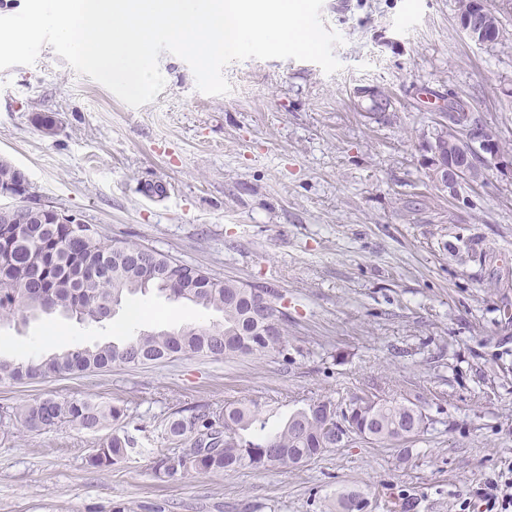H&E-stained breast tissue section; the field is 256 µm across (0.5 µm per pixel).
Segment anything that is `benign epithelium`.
<instances>
[{"label":"benign epithelium","instance_id":"1","mask_svg":"<svg viewBox=\"0 0 512 512\" xmlns=\"http://www.w3.org/2000/svg\"><path fill=\"white\" fill-rule=\"evenodd\" d=\"M458 22L461 31L475 43H487L496 37L494 13L484 0H478L474 9L459 13ZM443 126L430 145L432 176L453 198L464 204L468 202L461 194L462 182L484 164L504 162L512 170V160L504 161V153L494 146L495 133L474 125L469 113L455 112L443 121ZM0 196L11 200L10 204L0 207V224L15 223L21 210L38 218L46 217L54 224L81 223L75 215L37 201L25 181L1 188Z\"/></svg>","mask_w":512,"mask_h":512}]
</instances>
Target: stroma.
Listing matches in <instances>:
<instances>
[{
	"mask_svg": "<svg viewBox=\"0 0 512 512\" xmlns=\"http://www.w3.org/2000/svg\"><path fill=\"white\" fill-rule=\"evenodd\" d=\"M500 35L479 46L457 0H323L338 71L296 59L226 66L228 93L196 88L164 52L165 79L140 107L77 73L51 46L0 70V158L39 198L213 277L270 287L288 314L287 356L181 357L45 382L0 381V408L52 395L124 407L144 447L166 449L164 419L197 405L257 400L288 415L369 391L432 419L415 442L350 436L288 471L174 478L134 456L105 470L85 456L110 436L0 430V512H461L512 467V175L491 166L453 202L431 177L441 113L460 100L512 149V0H487ZM363 89L386 94L385 121ZM57 121L45 135L42 117ZM136 294L112 320L59 315L0 324L19 361L144 331L215 322Z\"/></svg>",
	"mask_w": 512,
	"mask_h": 512,
	"instance_id": "35a3bbf8",
	"label": "stroma"
}]
</instances>
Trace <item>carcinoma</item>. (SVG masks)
Instances as JSON below:
<instances>
[{
	"mask_svg": "<svg viewBox=\"0 0 512 512\" xmlns=\"http://www.w3.org/2000/svg\"><path fill=\"white\" fill-rule=\"evenodd\" d=\"M0 322L37 312H60L79 321L105 320L129 294L155 289L173 301L185 300L201 310L221 315L209 327L186 326L177 331L143 332L121 343L75 346L49 356L21 362L0 359V381H41L84 374L114 366L137 367L174 357L205 356L226 360L242 356L278 354L288 359V315L279 310L281 296H269V321L256 316L246 300L252 286L233 279L219 280L192 267L187 287L176 288L164 270L179 260L136 244L114 241L97 225L36 224L19 214L16 224H0ZM232 342L226 343V337ZM357 408L347 417L330 397L298 408L278 424L274 409L256 400L233 402L219 409L208 406L173 413L164 426L175 448L152 457L151 470L159 478L185 475L231 474L240 470H288L336 447V434L362 435L366 427L373 441L390 444L428 432L429 417L410 401L356 396ZM125 410L87 398L44 397L0 415V423L22 425L29 431L63 428L96 431L112 427L109 440L85 457L91 469L116 465L144 451L125 427ZM343 420L347 429L336 426ZM365 497L351 491L339 496V512H363Z\"/></svg>",
	"mask_w": 512,
	"mask_h": 512,
	"instance_id": "obj_1",
	"label": "carcinoma"
}]
</instances>
